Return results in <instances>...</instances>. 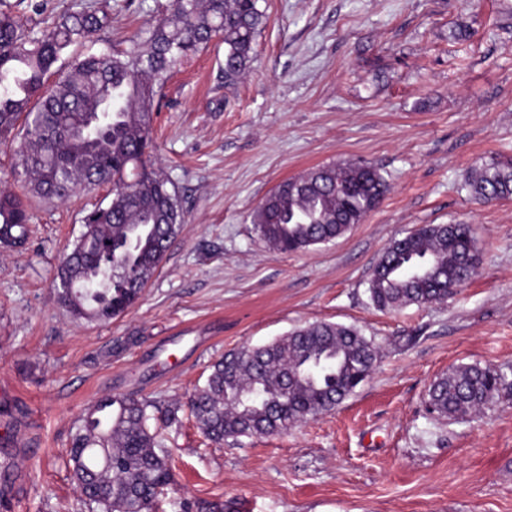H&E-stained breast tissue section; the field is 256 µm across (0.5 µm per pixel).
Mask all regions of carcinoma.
<instances>
[{
    "instance_id": "obj_1",
    "label": "carcinoma",
    "mask_w": 512,
    "mask_h": 512,
    "mask_svg": "<svg viewBox=\"0 0 512 512\" xmlns=\"http://www.w3.org/2000/svg\"><path fill=\"white\" fill-rule=\"evenodd\" d=\"M261 0H171L153 28L123 50L89 43L112 23L110 0H91L36 33L9 4L0 8V143L17 126L16 155L27 193L65 200L78 187H109L110 202L82 218L84 230L57 267L52 288L78 319L107 320L139 298L162 252L185 222L171 179L151 159L156 107L173 69L212 40L224 43V85L246 73L266 24ZM70 59V71L54 66ZM464 188L488 203L512 199V158L472 169ZM387 184L371 164L323 165L282 181L253 213L260 236L282 252L341 237L377 208ZM29 235L21 196L0 191V247ZM477 273L468 224H426L393 240L373 266L369 301L381 311L453 298ZM379 349L359 329L332 322L295 328L211 365L185 408L203 435H274L338 406L372 374ZM512 390L497 368L462 365L436 379L430 412L450 419L482 413ZM178 404L108 396L80 417L70 460L81 496L105 512H158L175 482L161 428L180 422ZM181 512H233L222 501H184Z\"/></svg>"
}]
</instances>
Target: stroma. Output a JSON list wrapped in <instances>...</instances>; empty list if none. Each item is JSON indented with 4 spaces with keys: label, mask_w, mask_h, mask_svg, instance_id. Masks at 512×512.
I'll list each match as a JSON object with an SVG mask.
<instances>
[{
    "label": "stroma",
    "mask_w": 512,
    "mask_h": 512,
    "mask_svg": "<svg viewBox=\"0 0 512 512\" xmlns=\"http://www.w3.org/2000/svg\"><path fill=\"white\" fill-rule=\"evenodd\" d=\"M167 0H112L96 50L155 25ZM258 56L224 84V46L184 59L154 118L153 159L186 222L127 312L75 318L56 268L106 189L28 198L34 233L0 248V469L11 512H104L72 479L79 416L109 395L185 401L213 361L313 322L359 328L380 358L331 412L216 447L193 418L163 429L182 500L236 512H512V393L480 415L431 414L435 379L512 368V199L475 202L464 176L512 158V0H266ZM367 161L389 184L341 238L284 253L251 215L282 181ZM472 225L476 276L455 299L380 312L371 269L424 224Z\"/></svg>",
    "instance_id": "35a3bbf8"
}]
</instances>
